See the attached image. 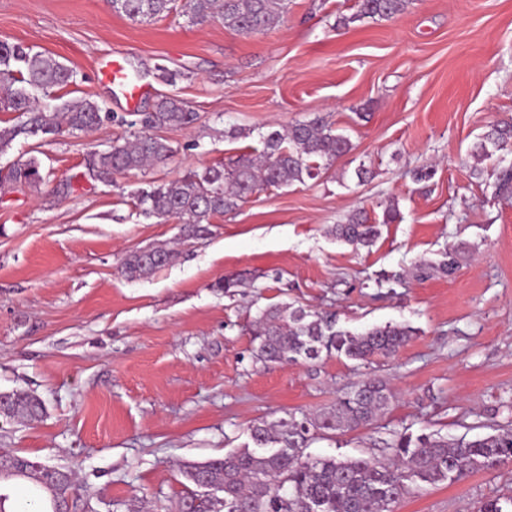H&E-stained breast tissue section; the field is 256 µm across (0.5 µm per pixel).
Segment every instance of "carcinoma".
Listing matches in <instances>:
<instances>
[{
	"label": "carcinoma",
	"mask_w": 512,
	"mask_h": 512,
	"mask_svg": "<svg viewBox=\"0 0 512 512\" xmlns=\"http://www.w3.org/2000/svg\"><path fill=\"white\" fill-rule=\"evenodd\" d=\"M111 7L133 20L169 15L177 0H109ZM409 0H357L355 13L336 16V27L364 19L389 20L403 13ZM191 22L220 18L233 32L250 36L270 30L287 12L288 0H185ZM76 83V73L54 57L20 43H0V111L17 112L22 120L0 128V153L18 138L28 139L63 130L83 132L99 127L115 116L95 100L48 102L35 105V93L51 96V90ZM196 113L182 101L163 96L144 119V131L105 150H91L84 158L82 177L91 183L110 185L116 177L169 160L174 150L163 138L147 133L150 128L188 127ZM263 150L254 157L241 154L229 162L201 170H189L165 184L136 193L140 211L160 222L180 224L183 242L204 238L216 215L237 210L256 191L290 186L316 179L336 159L350 153L353 144L335 133L322 116L297 121L261 135ZM498 154L495 196L512 199V122L498 121L477 142L466 163L477 174L481 165ZM0 182L36 186L44 182L39 160L31 156L14 163L0 175ZM336 239L356 247L373 245L379 227L368 223L366 211L357 208L346 221L334 225ZM180 252L165 245L130 252L121 262L129 279L146 278L178 259ZM459 268L456 253L448 250L436 264L417 266L418 276L431 271L449 277ZM414 330L403 324L373 326L363 332L337 327L336 313L276 306L266 309L253 331V357L265 364L319 360L333 354L361 364L375 357L390 358L410 341ZM393 392L378 378H362L318 415L290 413L272 421L255 422L250 429L253 447H244L222 458L186 463L181 475L190 484L175 505V512H394L408 493V482L436 484L457 481L474 472L512 460V430L473 440L448 439L421 434H401L393 456L381 461L363 456L343 459L313 458L305 454L318 431H345L364 426L388 409ZM44 402L27 392L13 391L0 400L5 417L40 418ZM62 468L47 465L29 468L22 475L3 479L8 489L15 482L30 483L26 497L48 504L46 512L66 507L78 498L76 480L60 476ZM203 485L216 487L223 497L199 492Z\"/></svg>",
	"instance_id": "1"
}]
</instances>
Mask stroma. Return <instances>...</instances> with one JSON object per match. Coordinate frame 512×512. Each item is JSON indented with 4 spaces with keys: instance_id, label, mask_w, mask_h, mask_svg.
<instances>
[{
    "instance_id": "obj_1",
    "label": "stroma",
    "mask_w": 512,
    "mask_h": 512,
    "mask_svg": "<svg viewBox=\"0 0 512 512\" xmlns=\"http://www.w3.org/2000/svg\"><path fill=\"white\" fill-rule=\"evenodd\" d=\"M356 4L289 0L275 27L242 36L218 19L134 22L107 0H0V42L65 63L77 82L62 99L91 98L122 118L20 138L0 154V170L37 156L45 176L0 185V393L46 405L38 421L0 416V450L75 471V512H171L185 491L180 463L244 446L256 421L328 410L365 377L392 389L388 410L316 436L308 455L383 460L404 433L471 440L512 429V201L493 196L496 160L478 175L464 163L490 122L512 117V0H411L393 19L336 28ZM115 52L150 88L135 105L96 77ZM163 95L198 115L158 129L170 161L53 195ZM317 115L353 144L323 177L264 188L214 217L173 264L122 274L127 253L178 234L140 213L138 187L260 153L262 132ZM421 166L430 180L412 179ZM391 200L400 216L385 224ZM358 207L382 224L369 247L330 233ZM448 249L454 276H410ZM227 277L249 285L224 292ZM285 303L335 312L353 332L397 323L415 334L367 365L266 366L251 355L253 324ZM490 499H512V462L410 486L396 512H478Z\"/></svg>"
}]
</instances>
